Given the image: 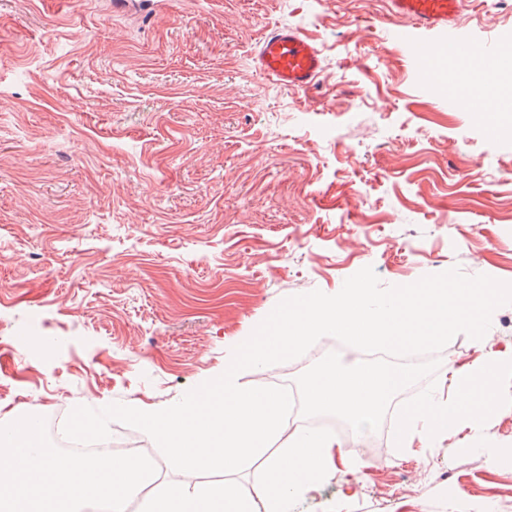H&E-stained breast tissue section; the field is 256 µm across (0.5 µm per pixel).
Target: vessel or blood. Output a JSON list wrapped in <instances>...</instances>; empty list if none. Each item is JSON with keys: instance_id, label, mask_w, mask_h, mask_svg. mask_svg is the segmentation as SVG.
<instances>
[{"instance_id": "vessel-or-blood-1", "label": "vessel or blood", "mask_w": 512, "mask_h": 512, "mask_svg": "<svg viewBox=\"0 0 512 512\" xmlns=\"http://www.w3.org/2000/svg\"><path fill=\"white\" fill-rule=\"evenodd\" d=\"M465 0H388V11L398 18L392 30L395 41L411 45L412 58L429 77L448 85H465L464 72H444L438 61L458 56L490 72L512 66V58L502 55L493 44L479 47L454 40L425 43L416 40L415 31L440 29L459 24ZM257 63L263 76L290 89L309 88L322 71V54L317 45L300 30L279 27L265 34L257 47Z\"/></svg>"}]
</instances>
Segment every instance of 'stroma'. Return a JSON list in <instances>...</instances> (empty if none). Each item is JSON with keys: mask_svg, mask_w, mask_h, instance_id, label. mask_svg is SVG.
Instances as JSON below:
<instances>
[{"mask_svg": "<svg viewBox=\"0 0 512 512\" xmlns=\"http://www.w3.org/2000/svg\"><path fill=\"white\" fill-rule=\"evenodd\" d=\"M299 28L324 68L269 82ZM385 0H0V420L178 402L284 298L361 268L512 283V133L448 107ZM434 43L512 40L468 0ZM293 512H512V405ZM263 76L290 89H307L322 72L317 45L298 29L279 27L265 34L257 47Z\"/></svg>", "mask_w": 512, "mask_h": 512, "instance_id": "stroma-1", "label": "stroma"}]
</instances>
